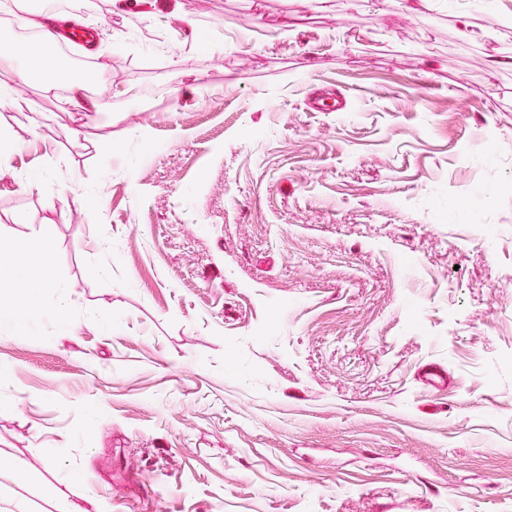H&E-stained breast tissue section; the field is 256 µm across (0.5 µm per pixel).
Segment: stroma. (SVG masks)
Wrapping results in <instances>:
<instances>
[{"label":"stroma","instance_id":"stroma-1","mask_svg":"<svg viewBox=\"0 0 512 512\" xmlns=\"http://www.w3.org/2000/svg\"><path fill=\"white\" fill-rule=\"evenodd\" d=\"M411 3L94 0V112L0 69V496L512 512V0ZM48 246L43 244H32L26 252V263L24 265L25 275L29 279H36L48 271Z\"/></svg>","mask_w":512,"mask_h":512}]
</instances>
